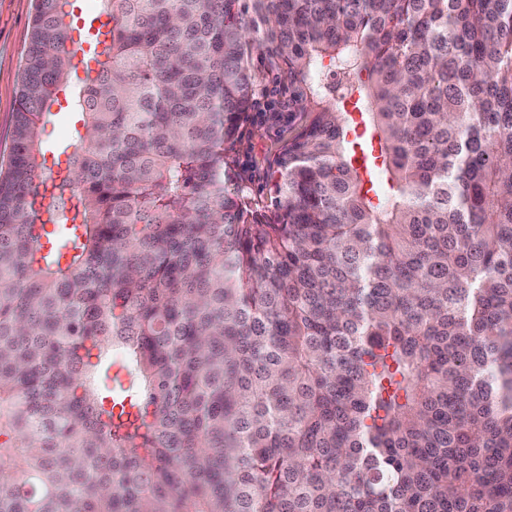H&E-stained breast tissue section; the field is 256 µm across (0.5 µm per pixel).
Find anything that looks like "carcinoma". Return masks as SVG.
Instances as JSON below:
<instances>
[{
	"label": "carcinoma",
	"mask_w": 512,
	"mask_h": 512,
	"mask_svg": "<svg viewBox=\"0 0 512 512\" xmlns=\"http://www.w3.org/2000/svg\"><path fill=\"white\" fill-rule=\"evenodd\" d=\"M99 2L73 85L36 0L0 168V512H512V0ZM277 88L273 80H264L245 124L242 143L236 144L233 148L226 146V154L230 162L226 174L241 186L244 194L251 198L253 203L263 210L273 209L267 187L271 171L270 163L277 156L282 142L292 134L293 129L286 122L270 121V112L263 114L256 112L257 100L279 97V95L273 97V90ZM267 90V95L263 96ZM59 101L61 106L59 104H54L52 107V112L59 114L56 115L52 124L47 125L46 133L43 136V147L49 165L52 161V155L57 152L59 145L69 140L74 125L82 134L85 132L81 126V123H74L73 116L70 114V108L65 101V95L64 98L61 95Z\"/></svg>",
	"instance_id": "cac0c4a2"
}]
</instances>
